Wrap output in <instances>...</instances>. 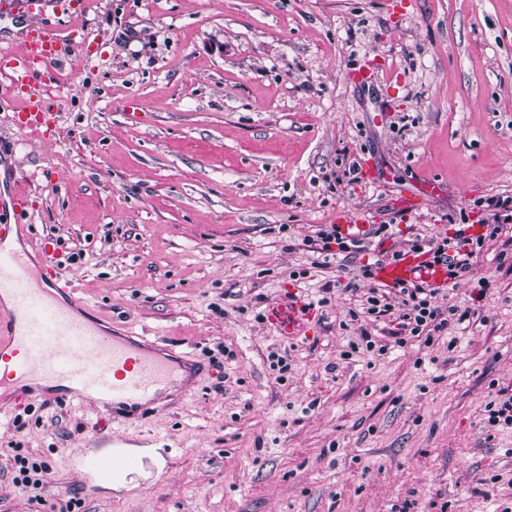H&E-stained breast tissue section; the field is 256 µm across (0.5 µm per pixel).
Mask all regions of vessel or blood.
Listing matches in <instances>:
<instances>
[{
    "mask_svg": "<svg viewBox=\"0 0 512 512\" xmlns=\"http://www.w3.org/2000/svg\"><path fill=\"white\" fill-rule=\"evenodd\" d=\"M68 48L58 29L36 19L22 44L0 39V75L8 79L0 88V106L14 107L20 130L54 124L45 92ZM10 205L19 221L0 225V394L12 395L20 405L37 396L55 403H108L134 413L168 388L188 389L189 357L166 353L139 336L104 335L96 323L78 319L81 303L71 295L72 281L57 272L48 243L2 246V239L26 234L27 196L14 193ZM377 280L388 288L415 281L444 288L448 266L427 253L405 252L384 263ZM265 317L283 341L294 342L307 336L312 313L301 301L286 298L269 305ZM100 441L106 449L90 464L101 476L140 467L120 440L104 435Z\"/></svg>",
    "mask_w": 512,
    "mask_h": 512,
    "instance_id": "obj_1",
    "label": "vessel or blood"
}]
</instances>
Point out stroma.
Listing matches in <instances>:
<instances>
[{"label":"stroma","mask_w":512,"mask_h":512,"mask_svg":"<svg viewBox=\"0 0 512 512\" xmlns=\"http://www.w3.org/2000/svg\"><path fill=\"white\" fill-rule=\"evenodd\" d=\"M67 2L58 120L23 133L0 109L18 166L0 193L26 190L31 237L102 330L208 372L142 420L0 401V512H512V429L487 423L512 395V231L439 299L469 322L380 357L346 356L387 327L350 319L353 270L311 267L306 244L364 208L402 251L512 196V0ZM291 294L314 325L285 343L260 315ZM98 425L162 463L116 489L82 473ZM19 455L51 467L41 503L12 482Z\"/></svg>","instance_id":"35a3bbf8"}]
</instances>
